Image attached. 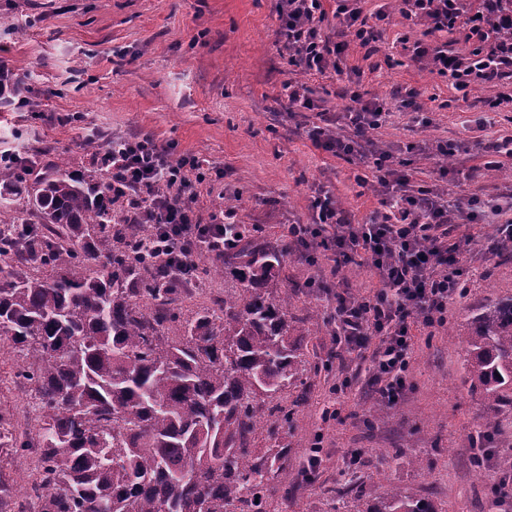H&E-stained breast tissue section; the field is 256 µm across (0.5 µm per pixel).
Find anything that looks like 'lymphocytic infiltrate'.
Returning <instances> with one entry per match:
<instances>
[{"instance_id": "lymphocytic-infiltrate-1", "label": "lymphocytic infiltrate", "mask_w": 512, "mask_h": 512, "mask_svg": "<svg viewBox=\"0 0 512 512\" xmlns=\"http://www.w3.org/2000/svg\"><path fill=\"white\" fill-rule=\"evenodd\" d=\"M361 0H336L334 13H326L322 0H276V45L281 56L299 69L300 79L283 89L290 110L318 113L319 124L308 136L316 147L349 156L375 169L381 210L363 224L352 223L334 198L317 196L315 221L292 224L288 235L303 250L329 252L333 272L347 264H365L378 282L373 294L338 299L333 311L336 334L347 348L361 349L370 340L378 345L371 356L370 382L377 399L396 403L407 389V371L414 353V328H432L447 321L448 304L462 295L459 255L469 252L471 239L449 238L448 227L470 223L473 212L448 198L447 191L411 183L397 169L392 153L379 152L369 133L378 129L387 114L378 97L351 88L355 107L346 115L348 132L336 131L323 104L313 99L303 75L336 71L348 40L369 45L377 27L387 22L386 11L364 14ZM405 17L422 22L428 33L447 30L448 13L466 14L464 38L482 43L483 63L449 54L446 46L415 42L413 54L443 77L475 75L476 81L495 88L486 99L485 126L493 115L512 103V41H493L490 29L512 30V16L502 13L497 0H481L467 12V0H395ZM334 17L346 34L331 42L324 34L327 17ZM95 161L109 173L113 191L119 192L136 221L150 225L154 246L165 263L181 271L196 264L202 251L229 255L238 248L231 227L232 213L223 220L203 222L199 188L210 171L197 156H174L171 147L147 135L114 134L106 139Z\"/></svg>"}]
</instances>
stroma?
<instances>
[{
    "label": "stroma",
    "mask_w": 512,
    "mask_h": 512,
    "mask_svg": "<svg viewBox=\"0 0 512 512\" xmlns=\"http://www.w3.org/2000/svg\"><path fill=\"white\" fill-rule=\"evenodd\" d=\"M274 6L275 0H0V63L36 104L31 114L0 102V138L12 140L21 128L38 167L63 157L71 173L84 174L93 167L94 142L114 133L150 135L175 155L207 159L216 169L203 188L204 214L233 207L238 223L260 225L262 242L282 252L275 283L296 295L290 315L311 369L303 388L283 395L287 403L304 401L294 427L280 430L276 442H255L287 451L267 512H355L396 488L431 499L442 512H512V498L497 490L512 484V412L489 442H476L480 400L467 383L465 344L447 327L415 328L409 387L398 403L384 405L368 385L369 351L335 341L337 295L368 294L372 272L350 264L332 275L331 261H308L287 228L312 223L321 191L356 224L370 219L379 198L373 184H357V162L309 140L315 113L289 111L283 85L298 76L274 45ZM426 38L425 26L394 11L375 47L350 43L341 73L303 78L334 117L351 107L350 86L382 98L390 116L373 131L374 142L416 184L448 189L458 172L489 161L487 140L512 137V106L496 114L493 128L479 129L482 91L457 100L445 77L414 59L413 42ZM410 88L418 93L416 114L403 103ZM51 112L76 120L46 121ZM438 142L454 145L451 159L431 153ZM449 230L474 238L460 259L467 293L448 306L450 325L464 327L480 306L512 296V259L489 252L496 231L482 221ZM200 265L207 271L202 283L176 302L185 317L224 299L223 258L209 255ZM17 363L0 340V408L22 442L38 414L33 386L19 377ZM316 443L321 463L310 476ZM477 456L484 459L479 479L471 465Z\"/></svg>",
    "instance_id": "1"
}]
</instances>
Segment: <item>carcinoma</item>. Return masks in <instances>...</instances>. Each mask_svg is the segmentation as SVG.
I'll return each mask as SVG.
<instances>
[{
	"label": "carcinoma",
	"mask_w": 512,
	"mask_h": 512,
	"mask_svg": "<svg viewBox=\"0 0 512 512\" xmlns=\"http://www.w3.org/2000/svg\"><path fill=\"white\" fill-rule=\"evenodd\" d=\"M44 225L25 244L0 239V337L21 353L44 419L31 489L38 512H266L281 454L275 437L296 409L277 396L303 384L291 339L293 294L272 283L283 254L254 243L224 257L236 287L221 313L174 312L175 277L141 249L148 229L112 185L61 163L30 181L0 170V228ZM38 264L47 274L27 272ZM467 344L480 435L512 410V298L477 310ZM0 470V512H23ZM366 512H439L399 491Z\"/></svg>",
	"instance_id": "cac0c4a2"
}]
</instances>
